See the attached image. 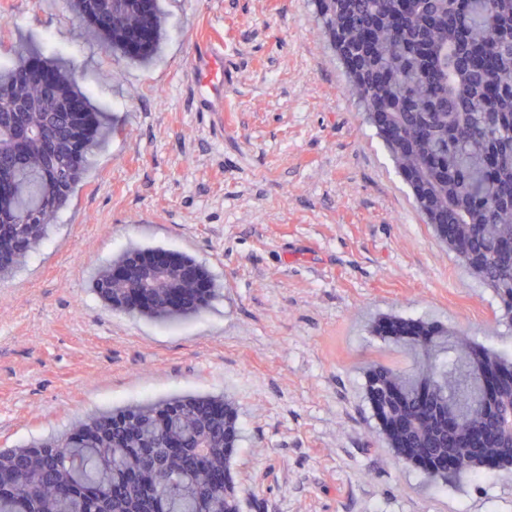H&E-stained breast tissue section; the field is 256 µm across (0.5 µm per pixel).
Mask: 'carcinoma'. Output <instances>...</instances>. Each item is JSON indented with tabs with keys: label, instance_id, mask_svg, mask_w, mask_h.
Returning <instances> with one entry per match:
<instances>
[{
	"label": "carcinoma",
	"instance_id": "1",
	"mask_svg": "<svg viewBox=\"0 0 512 512\" xmlns=\"http://www.w3.org/2000/svg\"><path fill=\"white\" fill-rule=\"evenodd\" d=\"M350 83L398 174L429 224L457 227V257L512 308V0H316ZM64 85L0 77V177L22 189L0 206V280L33 252L80 183L97 115L84 110L41 122L49 103L39 87ZM32 130L20 171L8 132ZM104 269L99 296L123 308L127 288ZM214 295L173 308L157 289L139 313L187 316ZM490 355L471 341L436 354L442 392L470 423L492 413L473 408L472 374ZM197 395L174 396L82 419L59 439L0 450V512H224V494L207 487L224 467V416ZM202 439L173 459L167 432Z\"/></svg>",
	"mask_w": 512,
	"mask_h": 512
}]
</instances>
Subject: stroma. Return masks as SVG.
I'll list each match as a JSON object with an SVG mask.
<instances>
[{
    "instance_id": "1",
    "label": "stroma",
    "mask_w": 512,
    "mask_h": 512,
    "mask_svg": "<svg viewBox=\"0 0 512 512\" xmlns=\"http://www.w3.org/2000/svg\"><path fill=\"white\" fill-rule=\"evenodd\" d=\"M152 53L108 49L70 0H0V57L74 73L101 131L69 207L0 281V448L183 395L236 412L241 512H512V471L443 486L401 460L366 392L413 351L396 316L512 360V323L442 244L350 96L315 0H157ZM223 38L226 112L197 109L196 26ZM140 248L211 275L198 313L155 320L94 293Z\"/></svg>"
}]
</instances>
